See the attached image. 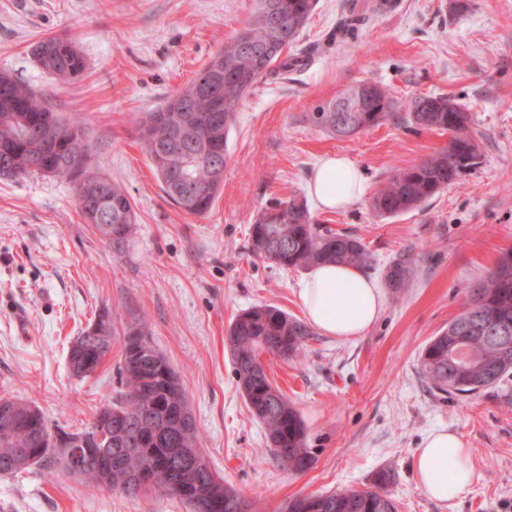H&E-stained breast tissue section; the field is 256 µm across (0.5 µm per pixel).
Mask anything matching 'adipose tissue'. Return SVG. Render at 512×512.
<instances>
[{"mask_svg":"<svg viewBox=\"0 0 512 512\" xmlns=\"http://www.w3.org/2000/svg\"><path fill=\"white\" fill-rule=\"evenodd\" d=\"M368 191L364 174L341 156L322 157L308 183V192L323 210L343 209ZM298 299L308 323L322 335L352 340L363 335L384 309L383 287L360 270L321 264L301 281ZM419 488L430 498L455 499L473 480L470 452L462 437L445 428L425 438L413 457Z\"/></svg>","mask_w":512,"mask_h":512,"instance_id":"obj_1","label":"adipose tissue"}]
</instances>
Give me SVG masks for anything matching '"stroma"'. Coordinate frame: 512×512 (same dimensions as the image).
Instances as JSON below:
<instances>
[{
    "instance_id": "1",
    "label": "stroma",
    "mask_w": 512,
    "mask_h": 512,
    "mask_svg": "<svg viewBox=\"0 0 512 512\" xmlns=\"http://www.w3.org/2000/svg\"><path fill=\"white\" fill-rule=\"evenodd\" d=\"M344 3L318 0L297 42L312 56L262 79L241 102L223 189L198 217L164 194L137 121L243 28L254 0H0V69L83 124L91 167L120 184L137 213L118 249L86 224L69 182L0 178V397L32 403L68 431L89 426L121 389L126 332L138 323L176 372L210 467L256 512L365 488L383 471L398 512H512V375L466 402L441 399L418 372L424 345L512 247V0H392L357 36L332 44ZM54 35L75 39L88 64L66 88L31 53ZM366 80L400 100L445 95L462 105L479 165L420 208L380 216L372 193L448 136L390 121L339 140L308 123L314 107ZM330 153L362 169L369 193L341 211L312 208L314 218L362 240L369 277L385 280L402 256L416 274L385 288V309L362 336L316 333L301 358L265 357L315 458L293 472L272 457L237 388L226 336L234 317L257 305L301 317L305 271L253 256L250 227L272 200L306 198L317 161ZM105 310L112 352L93 375L75 377L68 347ZM441 427L462 436L474 467L471 485L448 502L427 497L412 471L416 449ZM0 512L192 510L160 491L89 488L55 464L0 475Z\"/></svg>"
}]
</instances>
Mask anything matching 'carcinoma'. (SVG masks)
<instances>
[{
    "label": "carcinoma",
    "mask_w": 512,
    "mask_h": 512,
    "mask_svg": "<svg viewBox=\"0 0 512 512\" xmlns=\"http://www.w3.org/2000/svg\"><path fill=\"white\" fill-rule=\"evenodd\" d=\"M317 0H275L284 27L297 23L286 48L296 45ZM265 0H255V8L245 27L224 43L215 55L240 61L248 81L224 73V95L220 119L213 118L211 94L198 89L193 79L156 110L138 123L139 139L171 202L189 215L206 214L214 205L223 183L212 182L213 151L221 150L219 162L229 159L228 140L237 108L254 86L276 68H288V58L246 57L243 47L260 52L283 41L284 34L270 26L265 15ZM370 15L350 11L336 25V35L355 34ZM39 67L62 85L83 76L87 63L75 42L67 37H45L32 46ZM361 86L372 94L359 103L356 112H341L339 105L348 95L317 106L307 120L317 130L334 137H349L388 121H400L414 131H441L449 135L448 145L416 165L401 170L376 192L373 208L381 215L396 216L420 207L438 192L461 181L476 168L480 150L469 127L470 115L445 95H421L397 103L390 91L371 81ZM64 125L66 132L46 142V148L31 158L27 129ZM12 152V169L0 165V177L18 178L32 174L59 176L73 185L86 172L65 163L89 154V144L81 125L66 122L48 106L46 96L19 82L11 72L0 69V158ZM99 218L92 225L101 237L121 245L132 234L137 215L126 191L109 183L96 202ZM250 251L284 269H311L323 263H337L361 270L371 264L362 241L346 231H336L318 223L304 201L293 198L275 200L250 228ZM415 274L413 261L400 259L386 272L389 285L402 288ZM312 331L304 322L269 304L254 306L239 314L227 332L234 375L251 415L266 430L272 456L288 469L302 472L314 463L307 446L306 428L288 396L268 377L259 364L265 354L283 359L303 355ZM112 348V330L98 344L89 345L86 358L99 367ZM512 371V248L504 249L494 266L468 290L462 311L448 327L432 337L420 354L419 374L431 389L465 399L499 385ZM124 390L96 414L90 426L65 437L81 435L83 456L91 461L84 480L93 487L109 485L135 495L163 491L188 505L199 503L207 512H231L230 502L241 496L224 484L219 476L192 478L174 461L173 447L199 448L196 426L171 445L160 431L172 426L182 411H190L175 371L160 352L151 359L133 356L124 346L120 371ZM122 409L125 416L112 419V447L132 448L117 454L96 441L94 428L104 417ZM48 428L42 413L21 417L14 427L0 434V475H15L9 457L18 448H38L37 433ZM112 455V479L104 482L97 471L107 455ZM389 476L379 474L373 486L346 489L327 494L308 495L288 503V512H397L387 489Z\"/></svg>",
    "instance_id": "carcinoma-1"
}]
</instances>
